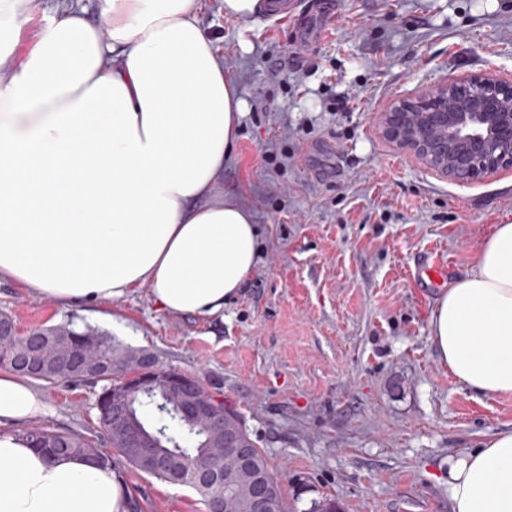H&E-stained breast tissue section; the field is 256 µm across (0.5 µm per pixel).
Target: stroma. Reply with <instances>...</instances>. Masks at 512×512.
<instances>
[{
	"mask_svg": "<svg viewBox=\"0 0 512 512\" xmlns=\"http://www.w3.org/2000/svg\"><path fill=\"white\" fill-rule=\"evenodd\" d=\"M102 18L97 0H36L12 43L24 57L58 10ZM203 33L241 89L244 114L221 186L252 208L258 260L220 319L166 313L140 288L117 304L62 307L0 280V312L19 335L74 322L193 375L242 415L282 484L288 512L331 499L341 512H452L448 458L512 428V395L460 386L429 320L438 290L409 270L435 251L449 281L512 222V167L463 180L382 134L380 114L444 78L512 81V0H341L303 65L285 25L224 16L205 0ZM347 98L335 113L332 99ZM284 164L263 161L266 152ZM30 418L113 448L99 386L36 382ZM131 512H206L191 487L119 468Z\"/></svg>",
	"mask_w": 512,
	"mask_h": 512,
	"instance_id": "35a3bbf8",
	"label": "stroma"
}]
</instances>
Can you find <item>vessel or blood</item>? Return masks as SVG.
<instances>
[{
	"label": "vessel or blood",
	"mask_w": 512,
	"mask_h": 512,
	"mask_svg": "<svg viewBox=\"0 0 512 512\" xmlns=\"http://www.w3.org/2000/svg\"><path fill=\"white\" fill-rule=\"evenodd\" d=\"M339 12L338 0H275L272 14L286 24L291 43L307 51L328 35ZM449 265L439 254L426 253L412 276L425 288H438L448 275Z\"/></svg>",
	"instance_id": "b4317fda"
}]
</instances>
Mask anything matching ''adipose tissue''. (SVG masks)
<instances>
[{
  "mask_svg": "<svg viewBox=\"0 0 512 512\" xmlns=\"http://www.w3.org/2000/svg\"><path fill=\"white\" fill-rule=\"evenodd\" d=\"M58 11L23 58L0 52V279L61 305L142 286L168 313L217 318L257 261L253 210L221 192L243 100L199 24L202 0ZM430 340L468 390L512 394V224L438 298ZM0 371V512H128L120 474L48 456L9 425L45 412ZM453 512H512V430L448 461Z\"/></svg>",
  "mask_w": 512,
  "mask_h": 512,
  "instance_id": "adipose-tissue-1",
  "label": "adipose tissue"
}]
</instances>
